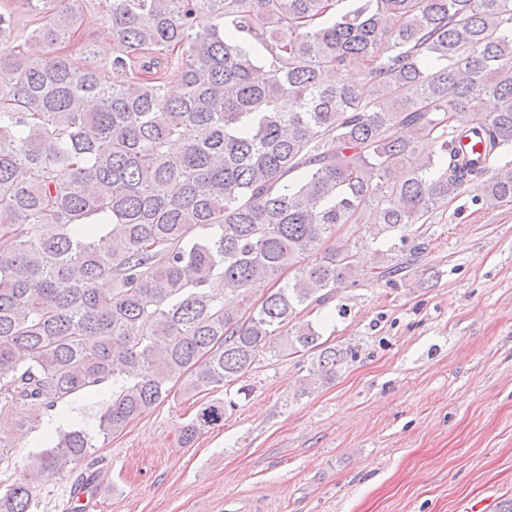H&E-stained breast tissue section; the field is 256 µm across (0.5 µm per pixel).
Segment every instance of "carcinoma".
<instances>
[{"label": "carcinoma", "instance_id": "1", "mask_svg": "<svg viewBox=\"0 0 512 512\" xmlns=\"http://www.w3.org/2000/svg\"><path fill=\"white\" fill-rule=\"evenodd\" d=\"M23 2L36 25L17 45L0 0V417L33 430L108 382L112 400L97 434L58 430L0 512H37L71 464L99 466L97 438L172 383L227 389L276 344L311 354L308 384L333 380L353 349L288 325L356 284L338 226L390 242L372 269L389 281L425 250L412 227L465 186L488 209L512 200L495 165L512 0H104L108 77L67 51L82 12ZM225 407L201 403L182 443Z\"/></svg>", "mask_w": 512, "mask_h": 512}]
</instances>
